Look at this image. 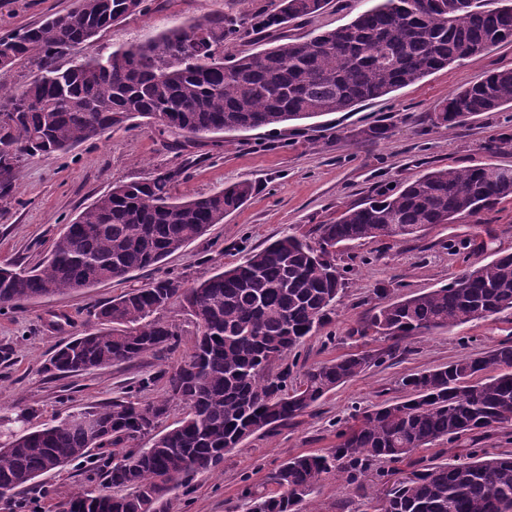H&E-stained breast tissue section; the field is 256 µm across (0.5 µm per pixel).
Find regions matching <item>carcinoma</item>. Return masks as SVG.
I'll list each match as a JSON object with an SVG mask.
<instances>
[{
	"instance_id": "obj_1",
	"label": "carcinoma",
	"mask_w": 512,
	"mask_h": 512,
	"mask_svg": "<svg viewBox=\"0 0 512 512\" xmlns=\"http://www.w3.org/2000/svg\"><path fill=\"white\" fill-rule=\"evenodd\" d=\"M130 0H76L64 14L0 34V70L35 59L38 74L12 86L0 80V197L10 195L27 156H52L140 118L181 149L208 135L278 126L347 112L428 74L512 43V0L494 10L480 0H375L347 24L233 60L224 42L241 35L236 17H204L157 39L102 56L92 50ZM328 0H272L249 19L255 31L317 15ZM512 104V69L494 70L451 93L438 120L457 124ZM491 154L512 152V134L489 140ZM177 168L119 182L64 227L50 254L26 268L0 265V308L94 288L152 267L203 236L253 192L244 181L185 200L173 193ZM512 199V168L484 163L431 170L380 191L320 224L315 241L284 231L239 264L189 286L164 276L99 305L101 328L69 336L44 363L50 375H79L144 355L164 358L182 331L156 315L180 305L195 326L189 353L141 378L131 394L58 417L0 446V484H10L19 512L43 474L78 462L107 488L69 489L61 512H163L180 482L217 466L224 453L257 432L308 412L338 386L378 361L362 351L314 366L288 387L285 357L331 322L345 282L336 249L377 238L406 237L452 224ZM388 225L397 226L386 232ZM512 310V253L498 252L428 292L376 308L360 336L395 344ZM163 393H136L157 384ZM403 401L367 410L324 453L295 455L270 477L276 490L254 495L251 512H304L321 483L340 473L361 483L372 462H399L446 439L512 425V345L501 343L402 380ZM186 408L173 428L156 431L173 403ZM102 428L97 444L79 419ZM394 484L376 512H512V453L420 461ZM125 493H112L110 488Z\"/></svg>"
}]
</instances>
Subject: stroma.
Here are the masks:
<instances>
[{
    "label": "stroma",
    "mask_w": 512,
    "mask_h": 512,
    "mask_svg": "<svg viewBox=\"0 0 512 512\" xmlns=\"http://www.w3.org/2000/svg\"><path fill=\"white\" fill-rule=\"evenodd\" d=\"M147 15H136L100 33L94 48L104 54L143 44L166 29L203 16H250L270 0H153ZM74 0H0V33L38 23L72 8ZM368 0H330L318 15L288 23L273 33L249 30L224 44L225 59L255 53L311 33L348 23ZM512 68V44H501L434 72L350 112L306 122L224 135L220 144L202 142L175 152L153 126L116 128L55 157L23 161L13 193L0 199V263L34 266L48 254L65 224L112 184L183 168L178 196L195 198L240 181L252 197L224 223L161 265L82 291L42 298L0 314V405L29 411L28 428L38 429L57 414L111 400L136 379L157 372L160 360L147 355L131 363L53 379L41 365L67 336L97 328L94 310L104 301L166 274L194 284L217 269L237 264L284 230L313 233L378 188H396L430 169L462 168L481 162L512 167V153L489 156L486 142L512 133V105L460 125L439 124L437 111L448 95L480 80L486 72ZM386 130L384 138L371 135ZM512 252V201L453 224H434L406 239L383 238L351 246L337 255L347 288L333 322L307 337L285 359L290 381L311 365L369 351L379 363L328 394L308 413L270 433H259L225 453L216 467L197 473L169 497L166 512H247L246 491H272L269 477L289 457L335 447L338 432L356 413L400 399L406 375L434 369L461 356L501 343L512 344V311L438 331L391 346L360 337L359 328L381 294L400 299L448 284L462 269L485 264L495 253ZM470 448L512 451V428L445 440L418 449L417 457L444 460ZM407 462L371 465L361 487L336 478L315 495L320 512H372L384 489L382 471H407ZM85 477L74 466L51 471L34 493L38 512H57L59 494Z\"/></svg>",
    "instance_id": "obj_1"
}]
</instances>
